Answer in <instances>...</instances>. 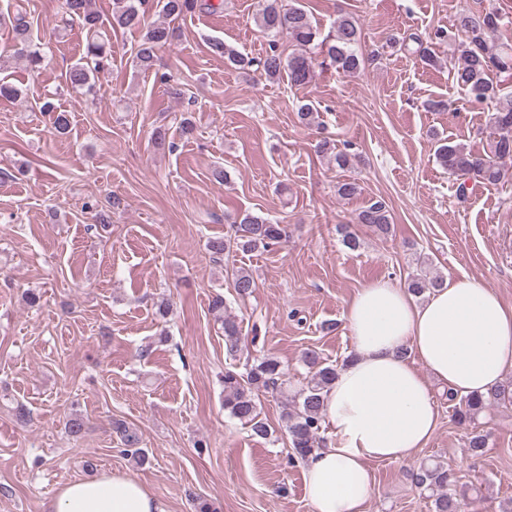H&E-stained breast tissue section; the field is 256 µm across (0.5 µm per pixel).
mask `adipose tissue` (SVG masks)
I'll use <instances>...</instances> for the list:
<instances>
[{
	"instance_id": "ef3b65f1",
	"label": "adipose tissue",
	"mask_w": 512,
	"mask_h": 512,
	"mask_svg": "<svg viewBox=\"0 0 512 512\" xmlns=\"http://www.w3.org/2000/svg\"><path fill=\"white\" fill-rule=\"evenodd\" d=\"M354 355L325 396L332 436L305 460L314 512H361L372 493L369 462H405L426 447L438 422L434 386L459 397L485 395L512 370V307L463 277L417 302L407 288L378 279L349 303ZM44 512H169L125 473L66 484Z\"/></svg>"
}]
</instances>
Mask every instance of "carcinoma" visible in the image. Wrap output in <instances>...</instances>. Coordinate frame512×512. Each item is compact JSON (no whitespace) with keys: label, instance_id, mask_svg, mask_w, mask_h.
Returning a JSON list of instances; mask_svg holds the SVG:
<instances>
[{"label":"carcinoma","instance_id":"obj_1","mask_svg":"<svg viewBox=\"0 0 512 512\" xmlns=\"http://www.w3.org/2000/svg\"><path fill=\"white\" fill-rule=\"evenodd\" d=\"M201 0H156L160 12L171 20L192 13ZM91 0H65L62 23L74 21L82 24L87 31L85 52L79 62L72 65L65 75L67 89L89 94L96 85L97 75L112 64L111 44L103 33L104 22L91 10ZM149 0H113L112 28H143L145 33L139 42L134 62L141 69L153 66L157 50L171 43L177 31L170 24L146 23ZM501 16L494 10L479 14L461 13L455 19V28L462 37L460 62L454 70V78L464 91L465 97L473 104L491 105L490 125L495 136L486 155L475 154L462 144L444 143L437 150V159L448 173L461 177L460 194H466L467 182L495 183L505 177L502 163L512 158V95H502L491 74H512V47L495 43L494 36L500 27ZM255 23L271 37L269 51L259 58H249L221 42L212 44L214 52L224 56L228 66L236 70L256 68L272 80L287 76L293 86H305L314 77L315 54L328 59L336 72L343 75L357 73L365 65L375 60L377 54L365 53L361 48V31L356 20L349 15H341L333 23L332 30L321 36L313 25L305 6L296 3L289 7L283 0H257ZM0 24L11 26L15 44L20 46L27 67L40 73L49 62V43L43 38H33L31 24L18 10L12 19L0 14ZM284 37L294 46V51L285 56L280 51L278 38ZM447 35L437 30L433 35L422 38L411 34L402 39V46L414 44L412 53L428 65L438 63L431 49L433 41H443ZM43 111L52 115L53 129L58 135L70 131L69 114L59 111L50 99H45ZM317 152L329 156L336 168L344 170L354 165L355 156L348 152H335L330 141L324 139L317 144ZM357 223L364 224L373 231L387 234L393 223L392 214L385 202L376 200L358 213ZM286 236L284 225L262 216L245 213L233 221L230 233L209 242L208 249L215 258L224 255L232 248L244 251L267 249L279 244ZM233 288L242 298L252 295L257 283L253 275L244 268L232 271ZM443 283L425 275H418L408 283V289L420 295L428 289L438 288ZM224 297L216 295L211 311L224 329V343L229 355H234L240 343L241 329L233 316L224 313ZM309 369V379L294 399V405L285 411L283 419L291 440L293 455L290 461L305 460L314 450L322 447V423L324 422V396L328 386L336 378L337 366L325 362L311 350L303 357ZM285 371L279 360L273 356L257 358L245 364L244 370L236 366L224 369V410L229 416L251 429L254 435L265 437L270 433V425L261 416L259 395L274 394L284 385ZM453 403L454 419L460 425L473 423L477 417L495 403L512 401V383L505 381L487 396L457 398L448 395ZM121 451L132 462L141 465L147 456L141 448L138 433L125 426L117 428ZM488 447V436L472 431L467 436V448L473 457H481ZM416 485L432 493L434 512H464V502L457 492L455 474L443 464L433 462L422 464L414 474Z\"/></svg>","mask_w":512,"mask_h":512}]
</instances>
